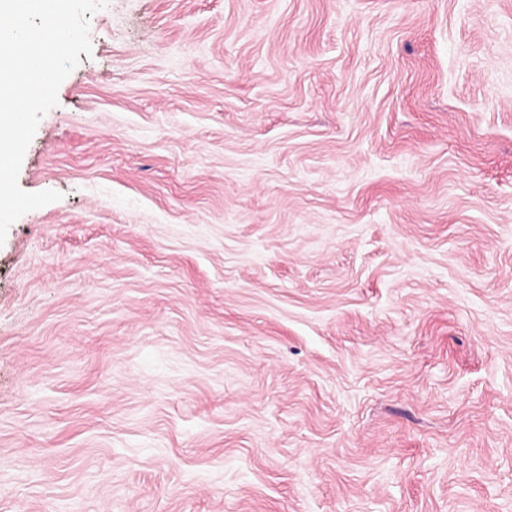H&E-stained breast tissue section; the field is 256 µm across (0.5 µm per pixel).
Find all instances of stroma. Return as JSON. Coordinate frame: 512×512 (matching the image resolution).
<instances>
[{"mask_svg": "<svg viewBox=\"0 0 512 512\" xmlns=\"http://www.w3.org/2000/svg\"><path fill=\"white\" fill-rule=\"evenodd\" d=\"M0 244V512H512V0H109Z\"/></svg>", "mask_w": 512, "mask_h": 512, "instance_id": "35a3bbf8", "label": "stroma"}]
</instances>
